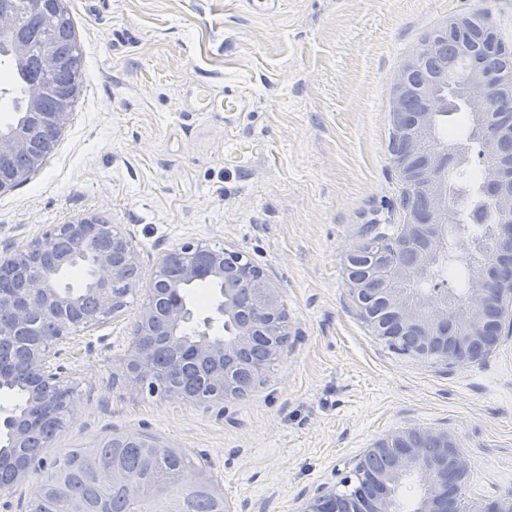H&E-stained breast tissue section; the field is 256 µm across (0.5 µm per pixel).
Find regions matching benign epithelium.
<instances>
[{
	"label": "benign epithelium",
	"instance_id": "7a95c632",
	"mask_svg": "<svg viewBox=\"0 0 512 512\" xmlns=\"http://www.w3.org/2000/svg\"><path fill=\"white\" fill-rule=\"evenodd\" d=\"M490 28L478 12L453 14L403 64L394 83L391 122L398 143L393 163L403 182L422 202L406 200L408 218L392 237L377 238L373 229L345 253L344 274L353 302L373 335L404 354L467 365L488 356L504 325L512 328V91H504L505 68L489 47ZM466 33L457 49L468 66L457 73L455 59L443 61L450 76L444 85L424 73L436 41ZM0 39L13 42L17 54L27 51L18 22L0 17ZM46 93L31 90L36 111L27 117L61 133L65 112H39ZM462 100L479 120L476 133L482 157L492 171L480 194L497 206L489 257L471 275L461 297L437 288L431 294L409 287L416 272L429 270L444 251L455 210L448 172L466 160L456 145L433 143L438 112L447 100ZM32 153L24 171L0 168V193L29 180L45 157L32 150L23 126L0 132V158ZM83 263L90 270L83 293L94 308L61 281L62 274ZM142 264L131 236L117 224L91 216L58 224L27 246L0 255V346L19 351L25 362L26 402L3 420L14 451L0 457L11 483L0 487V512L11 485L26 478L36 457L24 451L37 427L61 429L76 418L73 389L57 359L66 345L76 349L82 333L123 313L127 298L140 286ZM208 282L219 288L218 316L232 324V337L213 331V319L198 323L184 288ZM290 324L279 288L262 271L243 265L235 253L204 243H188L156 263L152 289L139 309L133 340L113 377L131 394L155 369V353L166 349L168 376H186V362L202 366V394L190 382L169 386L166 401L222 402L245 394V385L266 374L288 343ZM467 459L446 432L420 427L398 430L374 442L354 471V490L339 494L321 490L301 512H395L396 496L410 478L422 486L415 512H512V494L488 506L463 496ZM139 497L156 505L153 512H184L183 503L147 478L135 482Z\"/></svg>",
	"mask_w": 512,
	"mask_h": 512
}]
</instances>
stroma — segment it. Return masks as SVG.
I'll use <instances>...</instances> for the list:
<instances>
[{"mask_svg": "<svg viewBox=\"0 0 512 512\" xmlns=\"http://www.w3.org/2000/svg\"><path fill=\"white\" fill-rule=\"evenodd\" d=\"M82 56L78 100L54 151L0 194V252L95 216L128 232L142 281L120 316L61 365L77 418L41 457L118 433L186 451L232 512H300L318 488L349 492L366 448L406 427L445 431L469 462L467 498L512 494V334L464 366L391 350L359 316L343 273L367 225L404 223L390 151L405 61L452 13L483 12L512 49V0H64ZM247 92L242 138L265 152L224 162V125L185 111L191 80ZM199 240L236 251L280 289L291 336L264 384L224 404L173 407L114 383L165 253Z\"/></svg>", "mask_w": 512, "mask_h": 512, "instance_id": "obj_1", "label": "stroma"}]
</instances>
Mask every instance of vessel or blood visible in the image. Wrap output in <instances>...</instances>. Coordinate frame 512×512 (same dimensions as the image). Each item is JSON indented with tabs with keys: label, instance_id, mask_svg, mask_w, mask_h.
Here are the masks:
<instances>
[{
	"label": "vessel or blood",
	"instance_id": "1",
	"mask_svg": "<svg viewBox=\"0 0 512 512\" xmlns=\"http://www.w3.org/2000/svg\"><path fill=\"white\" fill-rule=\"evenodd\" d=\"M249 97L240 90H216L206 81L188 86L185 109L201 115H216L224 122V159L238 168H245L253 155L250 141L240 138L238 130L246 116Z\"/></svg>",
	"mask_w": 512,
	"mask_h": 512
}]
</instances>
